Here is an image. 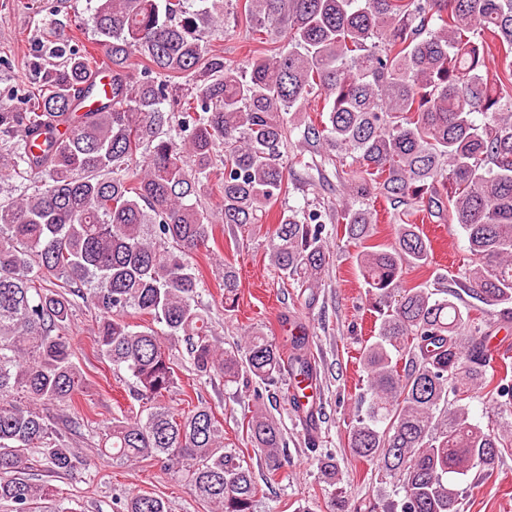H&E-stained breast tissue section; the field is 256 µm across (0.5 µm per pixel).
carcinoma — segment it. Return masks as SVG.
I'll use <instances>...</instances> for the list:
<instances>
[{
	"instance_id": "cac0c4a2",
	"label": "carcinoma",
	"mask_w": 512,
	"mask_h": 512,
	"mask_svg": "<svg viewBox=\"0 0 512 512\" xmlns=\"http://www.w3.org/2000/svg\"><path fill=\"white\" fill-rule=\"evenodd\" d=\"M196 2L192 10L186 0H94L89 22L111 56V97L96 87L93 57L63 46L38 93L0 105V171L38 182L0 198V505L42 512L54 497L28 476L31 450L57 473L84 464L40 411L82 393L66 336L72 299L41 286L53 278L98 310V354L129 372L149 403L144 416H112L100 454L160 463L211 512H255L252 471L225 447L224 422L201 402L172 411L170 349L184 345L201 377L272 386L287 374L298 388L310 380L303 337L292 338L288 360L259 330L236 350L220 348L195 302L202 280L192 262L210 250L215 225L260 224L286 195L282 148L296 133L356 167L336 214L285 206L266 241L270 265L309 290L310 304L326 225H344L360 245L379 324L361 357L369 398L350 428L351 453L395 480L399 499L386 512H464L448 475L512 453V428L484 430L466 403L480 390L512 407V383L491 365L489 336L467 303L499 306L512 322V0H249L254 31L287 46L243 67L210 53L207 34L225 14ZM86 95L98 105L81 113ZM316 98L318 126L303 113ZM204 187L218 198L213 212L198 203ZM373 194L401 221L391 244H368L376 220L363 200ZM417 213L467 236L468 268L440 294L403 285L405 270L431 252L409 223ZM221 280L232 311V264ZM132 310L152 323L134 328ZM248 429L267 458L279 455L272 416L255 409ZM376 509L340 496L330 512ZM113 512L167 507L142 491L115 499Z\"/></svg>"
}]
</instances>
